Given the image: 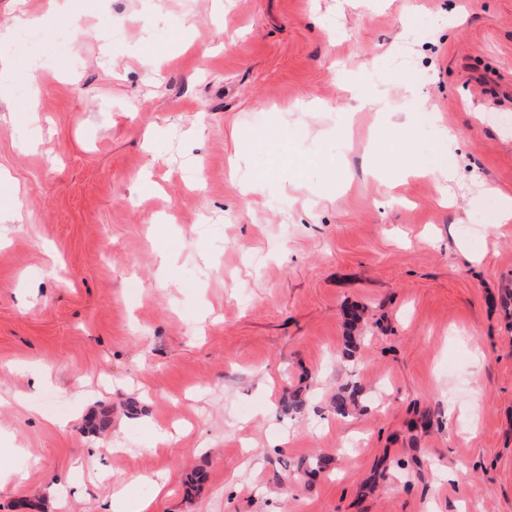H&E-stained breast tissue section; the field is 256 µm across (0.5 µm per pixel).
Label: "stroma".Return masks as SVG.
<instances>
[{
	"instance_id": "obj_1",
	"label": "stroma",
	"mask_w": 512,
	"mask_h": 512,
	"mask_svg": "<svg viewBox=\"0 0 512 512\" xmlns=\"http://www.w3.org/2000/svg\"><path fill=\"white\" fill-rule=\"evenodd\" d=\"M62 16L37 120L0 103V512H110L119 481L153 512H512V0Z\"/></svg>"
}]
</instances>
